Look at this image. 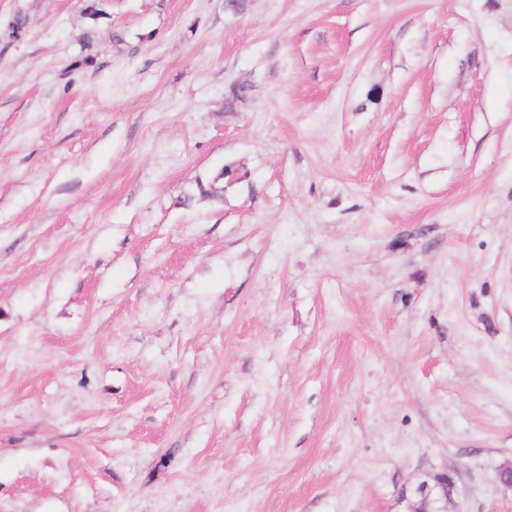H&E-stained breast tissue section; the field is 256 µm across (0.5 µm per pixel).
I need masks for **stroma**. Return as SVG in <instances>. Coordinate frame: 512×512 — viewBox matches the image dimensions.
I'll return each mask as SVG.
<instances>
[{"label": "stroma", "mask_w": 512, "mask_h": 512, "mask_svg": "<svg viewBox=\"0 0 512 512\" xmlns=\"http://www.w3.org/2000/svg\"><path fill=\"white\" fill-rule=\"evenodd\" d=\"M511 459L512 0H0V512Z\"/></svg>", "instance_id": "1"}]
</instances>
